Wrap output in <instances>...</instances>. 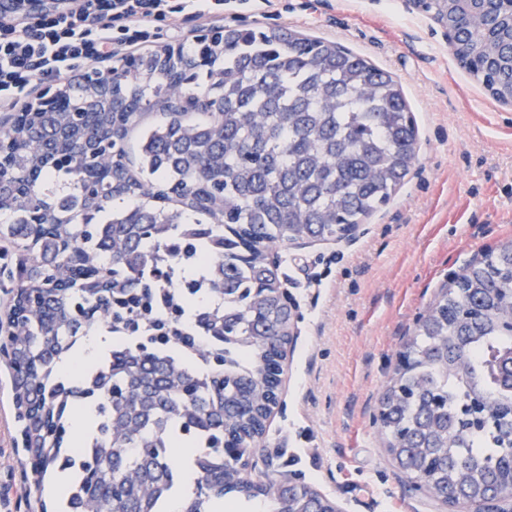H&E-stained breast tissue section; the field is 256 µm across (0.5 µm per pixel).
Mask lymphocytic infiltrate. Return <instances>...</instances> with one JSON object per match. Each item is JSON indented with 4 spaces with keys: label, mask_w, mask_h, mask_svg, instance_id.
Masks as SVG:
<instances>
[{
    "label": "lymphocytic infiltrate",
    "mask_w": 512,
    "mask_h": 512,
    "mask_svg": "<svg viewBox=\"0 0 512 512\" xmlns=\"http://www.w3.org/2000/svg\"><path fill=\"white\" fill-rule=\"evenodd\" d=\"M225 0H0V108L25 99L37 77L66 81L95 63L157 50L192 54L185 24L205 16L224 34Z\"/></svg>",
    "instance_id": "f902f5d3"
}]
</instances>
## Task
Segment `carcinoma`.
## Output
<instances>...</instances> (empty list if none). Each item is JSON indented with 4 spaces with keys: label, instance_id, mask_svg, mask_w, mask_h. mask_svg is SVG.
<instances>
[{
    "label": "carcinoma",
    "instance_id": "carcinoma-1",
    "mask_svg": "<svg viewBox=\"0 0 512 512\" xmlns=\"http://www.w3.org/2000/svg\"><path fill=\"white\" fill-rule=\"evenodd\" d=\"M455 30L453 55L512 104V37L490 6L422 0ZM191 57L131 58L58 89L53 112L0 125V239L20 270L9 343L26 452L68 471L59 512H166L194 448L179 512L269 502L334 512L309 484L252 477L248 449L271 401V352L288 312L265 251L361 224L404 184L417 131L391 74L297 31L224 29ZM207 69L203 97L184 84ZM165 120L140 137L144 115ZM135 205L114 208L118 201ZM512 242L465 267L422 314L379 396L389 461L453 507L512 491ZM129 341L65 383L56 363L104 327ZM98 419L59 464L54 436L78 398Z\"/></svg>",
    "mask_w": 512,
    "mask_h": 512
}]
</instances>
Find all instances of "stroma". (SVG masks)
<instances>
[{
    "mask_svg": "<svg viewBox=\"0 0 512 512\" xmlns=\"http://www.w3.org/2000/svg\"><path fill=\"white\" fill-rule=\"evenodd\" d=\"M224 24L314 35L361 54L402 87L418 128L406 184L357 240L279 244L277 276L298 302L281 404L257 471L298 475L343 512H450L388 460L378 397L416 321L453 274L512 241V106L458 64L442 28L404 0H226ZM12 391L0 395V512H53L56 472L34 485Z\"/></svg>",
    "mask_w": 512,
    "mask_h": 512,
    "instance_id": "1",
    "label": "stroma"
}]
</instances>
